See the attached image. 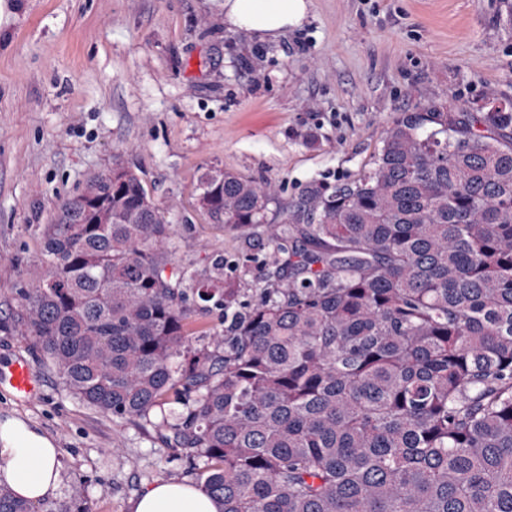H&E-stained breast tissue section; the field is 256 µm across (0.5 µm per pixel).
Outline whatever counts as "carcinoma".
<instances>
[{"mask_svg": "<svg viewBox=\"0 0 512 512\" xmlns=\"http://www.w3.org/2000/svg\"><path fill=\"white\" fill-rule=\"evenodd\" d=\"M113 168L123 182L96 172L60 208L19 293L74 398L161 415L219 512H512V108L401 113L358 176L273 225L254 305L178 267L172 225ZM200 185L235 230L276 200L221 168ZM212 305L224 328L186 335ZM0 512L59 510L0 486Z\"/></svg>", "mask_w": 512, "mask_h": 512, "instance_id": "obj_1", "label": "carcinoma"}]
</instances>
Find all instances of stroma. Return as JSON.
<instances>
[{
	"mask_svg": "<svg viewBox=\"0 0 512 512\" xmlns=\"http://www.w3.org/2000/svg\"><path fill=\"white\" fill-rule=\"evenodd\" d=\"M512 105V0H309L277 40L224 24V0H0V366L21 357L40 389L0 386V423L24 420L60 450L50 501L130 512L160 480L202 484L153 424L70 396L17 324L43 238L91 174L121 163L173 226L175 261L236 278L256 303L279 254L262 228L233 231L199 204L205 169L271 182L268 220L314 181L357 176L403 112Z\"/></svg>",
	"mask_w": 512,
	"mask_h": 512,
	"instance_id": "35a3bbf8",
	"label": "stroma"
}]
</instances>
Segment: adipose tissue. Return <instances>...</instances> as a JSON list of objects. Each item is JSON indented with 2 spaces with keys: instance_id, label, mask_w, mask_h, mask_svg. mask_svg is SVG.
Returning a JSON list of instances; mask_svg holds the SVG:
<instances>
[{
  "instance_id": "1",
  "label": "adipose tissue",
  "mask_w": 512,
  "mask_h": 512,
  "mask_svg": "<svg viewBox=\"0 0 512 512\" xmlns=\"http://www.w3.org/2000/svg\"><path fill=\"white\" fill-rule=\"evenodd\" d=\"M307 12V0H224L228 27L268 40L300 26ZM0 480L30 502L47 499L60 482L57 448L36 430L6 422L0 426ZM130 512H217V506L192 483L163 480L144 489Z\"/></svg>"
}]
</instances>
